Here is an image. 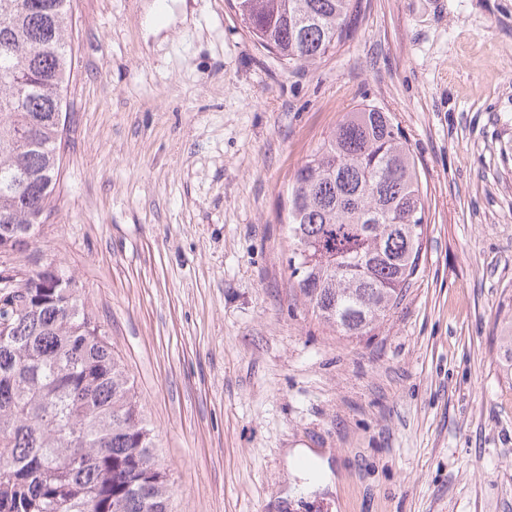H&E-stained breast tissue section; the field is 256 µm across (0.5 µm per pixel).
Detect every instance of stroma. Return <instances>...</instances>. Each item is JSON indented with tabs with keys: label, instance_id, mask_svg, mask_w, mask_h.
I'll return each instance as SVG.
<instances>
[{
	"label": "stroma",
	"instance_id": "1",
	"mask_svg": "<svg viewBox=\"0 0 512 512\" xmlns=\"http://www.w3.org/2000/svg\"><path fill=\"white\" fill-rule=\"evenodd\" d=\"M70 0L56 202L35 245L82 287L133 381L173 512H512V0H360L292 68L230 0ZM371 103L427 194L413 286L371 336L288 282L291 173ZM336 492L281 502L287 449ZM287 465H291L294 474L299 477L304 478L303 474L297 469V465L302 461H310L314 463L318 468V477L304 482L300 488L309 491L311 493L315 492H325L329 489V491L333 490L334 482L333 479L335 477L336 484L338 482L337 475L334 476V473L331 467L328 464L327 459H323L316 448H290L286 457Z\"/></svg>",
	"mask_w": 512,
	"mask_h": 512
}]
</instances>
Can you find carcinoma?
Segmentation results:
<instances>
[{"instance_id":"cac0c4a2","label":"carcinoma","mask_w":512,"mask_h":512,"mask_svg":"<svg viewBox=\"0 0 512 512\" xmlns=\"http://www.w3.org/2000/svg\"><path fill=\"white\" fill-rule=\"evenodd\" d=\"M0 0V512H172L153 430L76 278L29 267L60 180L56 121L72 72L67 0ZM246 28L291 67L349 35L357 0H232ZM427 195L391 113L352 109L288 180L295 295L338 336L371 335L411 287Z\"/></svg>"}]
</instances>
